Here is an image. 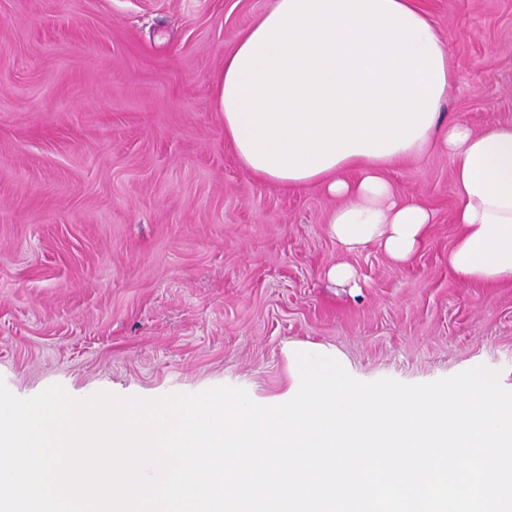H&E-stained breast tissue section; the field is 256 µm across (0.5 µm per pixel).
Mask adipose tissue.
Instances as JSON below:
<instances>
[{
  "label": "adipose tissue",
  "instance_id": "obj_1",
  "mask_svg": "<svg viewBox=\"0 0 512 512\" xmlns=\"http://www.w3.org/2000/svg\"><path fill=\"white\" fill-rule=\"evenodd\" d=\"M457 67L416 0H271L224 56V135L261 180L323 187L328 232L349 251L380 245L408 261L433 214L386 171L431 147L452 160L449 254L465 283H512V123L446 120Z\"/></svg>",
  "mask_w": 512,
  "mask_h": 512
}]
</instances>
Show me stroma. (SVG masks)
Returning a JSON list of instances; mask_svg holds the SVG:
<instances>
[{"label": "stroma", "instance_id": "stroma-1", "mask_svg": "<svg viewBox=\"0 0 512 512\" xmlns=\"http://www.w3.org/2000/svg\"><path fill=\"white\" fill-rule=\"evenodd\" d=\"M270 0H0V380L158 398L284 395L283 353L336 348L354 378L428 383L483 365L512 390V283L465 284L452 163L389 172L432 210L405 263L348 252L338 201L249 175L224 137V54ZM458 69L445 109L512 122V0H420ZM354 277L338 284L329 267Z\"/></svg>", "mask_w": 512, "mask_h": 512}]
</instances>
